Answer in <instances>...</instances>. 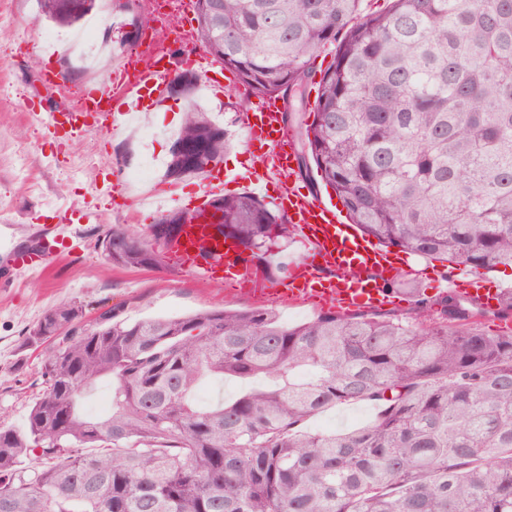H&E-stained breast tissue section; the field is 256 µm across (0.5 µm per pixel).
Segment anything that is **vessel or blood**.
<instances>
[{
  "instance_id": "vessel-or-blood-1",
  "label": "vessel or blood",
  "mask_w": 512,
  "mask_h": 512,
  "mask_svg": "<svg viewBox=\"0 0 512 512\" xmlns=\"http://www.w3.org/2000/svg\"><path fill=\"white\" fill-rule=\"evenodd\" d=\"M198 61L197 55L184 51L164 65L149 64L140 68L131 83L127 82L125 71H117L106 84L87 91L82 101L62 98L56 111L61 115L84 112L89 105L97 104L101 107L99 127L116 131L134 113L147 111L152 104L160 105L173 72ZM245 127L250 146L263 161V169L247 172L242 180L254 185L260 193L266 189L269 174L292 169L295 162L293 139L282 122L280 107L272 101L253 103L246 114ZM274 203L285 209L289 223L298 225L309 245L308 253L290 267V286L283 292L288 300L315 298L324 305L348 311L381 307L390 301L387 283L397 274L413 271L411 265L399 263L394 251L363 235L355 225L346 223L335 206L310 197L302 187L285 186ZM94 229L92 213L81 210L73 222L43 225L38 244L31 251L13 246L6 235L0 233V258L14 271L46 269L60 257L80 253L84 239ZM201 239L202 233L195 225H184L174 251L185 262L200 265L204 272L221 269L226 275L250 280V270L239 247L232 241L212 242L210 260L199 263ZM448 286L463 295L479 298L488 307L498 302V290L488 288L484 277L473 271L457 273Z\"/></svg>"
}]
</instances>
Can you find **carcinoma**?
Wrapping results in <instances>:
<instances>
[{"mask_svg": "<svg viewBox=\"0 0 512 512\" xmlns=\"http://www.w3.org/2000/svg\"><path fill=\"white\" fill-rule=\"evenodd\" d=\"M96 0H38L71 26ZM196 40L250 94L306 106L311 59L334 47L297 132L362 234L475 271L512 267V0H192ZM180 94L196 76L173 78ZM193 108L169 174L224 155ZM224 236L264 266L292 234L256 196L218 197ZM117 266L161 263L163 242L112 226ZM413 322L327 311L288 326L262 308L87 323L47 311L53 342L22 429L0 426V512H512V335L478 328L477 299L417 288ZM260 381L201 405L207 379ZM110 410L91 416L99 386ZM370 402L366 426L312 433L315 415ZM36 461L33 467L23 460Z\"/></svg>", "mask_w": 512, "mask_h": 512, "instance_id": "1", "label": "carcinoma"}]
</instances>
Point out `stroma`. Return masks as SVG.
Instances as JSON below:
<instances>
[{
  "label": "stroma",
  "mask_w": 512,
  "mask_h": 512,
  "mask_svg": "<svg viewBox=\"0 0 512 512\" xmlns=\"http://www.w3.org/2000/svg\"><path fill=\"white\" fill-rule=\"evenodd\" d=\"M118 18L119 25L111 26L98 7L87 17L88 22L98 23L102 39L108 40L109 62L115 66L141 50L140 45L125 40L126 13H119ZM49 26L39 14L37 0H9L8 10H0V225H13L16 245H29L39 225L67 223V216L47 206L48 201L61 198L75 207L91 209L97 228L80 255L62 258L43 271L0 278V426L16 429L25 426L44 387V351L27 346L26 338L43 314L60 304L82 306L90 319L112 306L123 307L125 316L133 320L263 307L276 311L288 325L311 320L321 312L314 302L292 305L273 295L272 287L283 280L279 274L259 277L252 291H233L227 280L209 278L168 260L150 268L118 267L106 260L101 240L112 225H124L146 238L159 219L158 213L138 208L123 195V185L114 177L113 158L135 162L145 155L157 157L162 169L155 187L166 198L169 211H192L201 178L167 175L165 167L174 143L169 130L179 129L188 108L205 112L229 133L218 170H245L253 163L243 124L250 102L231 72L222 97L200 89L188 98L168 97L161 118L152 123L153 138L143 139L130 126L112 135L92 129L72 139L48 138L46 110L30 105L32 98L46 94L42 70L60 73L74 95L87 84L82 71L64 58H34L32 50L41 45ZM374 415L371 405H344L314 416L307 427L312 431L349 430L365 426Z\"/></svg>",
  "instance_id": "obj_1"
}]
</instances>
